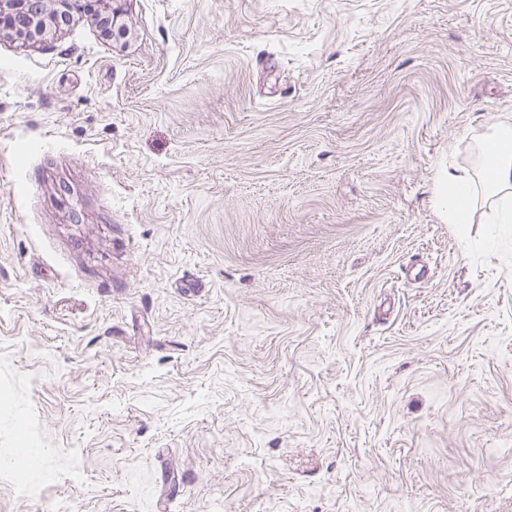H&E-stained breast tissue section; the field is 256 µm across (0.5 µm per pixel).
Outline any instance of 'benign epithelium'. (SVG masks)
<instances>
[{
    "mask_svg": "<svg viewBox=\"0 0 512 512\" xmlns=\"http://www.w3.org/2000/svg\"><path fill=\"white\" fill-rule=\"evenodd\" d=\"M59 10L90 14L111 33L127 31L125 25L117 24L121 8L112 5V0H0V38L23 44L41 42L57 26L54 14Z\"/></svg>",
    "mask_w": 512,
    "mask_h": 512,
    "instance_id": "1",
    "label": "benign epithelium"
}]
</instances>
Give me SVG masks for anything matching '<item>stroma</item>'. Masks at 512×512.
Listing matches in <instances>:
<instances>
[{
	"mask_svg": "<svg viewBox=\"0 0 512 512\" xmlns=\"http://www.w3.org/2000/svg\"><path fill=\"white\" fill-rule=\"evenodd\" d=\"M122 9L0 39V512H512V0ZM480 182L494 197L491 215L485 224H500L498 234H512V125L508 119L497 122L483 145ZM474 175L467 170L448 166L435 179L436 204L448 224H457L462 232L473 224L477 214V187Z\"/></svg>",
	"mask_w": 512,
	"mask_h": 512,
	"instance_id": "stroma-1",
	"label": "stroma"
}]
</instances>
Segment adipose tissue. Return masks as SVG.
Listing matches in <instances>:
<instances>
[{
	"label": "adipose tissue",
	"mask_w": 512,
	"mask_h": 512,
	"mask_svg": "<svg viewBox=\"0 0 512 512\" xmlns=\"http://www.w3.org/2000/svg\"><path fill=\"white\" fill-rule=\"evenodd\" d=\"M436 204L448 223L465 227L477 214V187L485 185L494 206L490 223L500 233L512 234V124L500 121L492 126L483 145L479 174L454 167L442 169L436 179Z\"/></svg>",
	"instance_id": "1"
}]
</instances>
